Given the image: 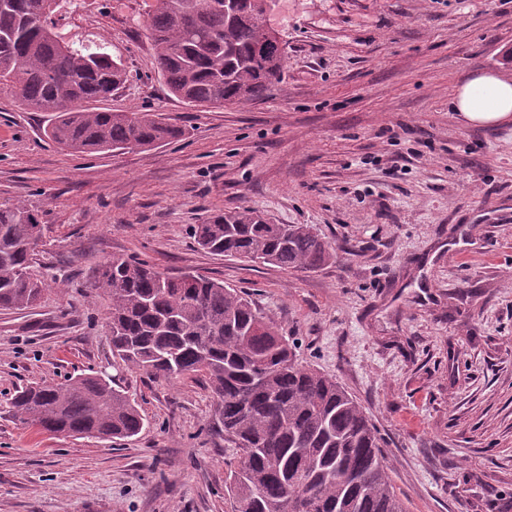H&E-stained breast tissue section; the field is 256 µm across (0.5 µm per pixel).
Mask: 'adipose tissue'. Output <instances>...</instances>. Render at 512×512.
Wrapping results in <instances>:
<instances>
[{
	"label": "adipose tissue",
	"instance_id": "1",
	"mask_svg": "<svg viewBox=\"0 0 512 512\" xmlns=\"http://www.w3.org/2000/svg\"><path fill=\"white\" fill-rule=\"evenodd\" d=\"M453 109L467 124L512 120V78L493 72L472 78L458 89Z\"/></svg>",
	"mask_w": 512,
	"mask_h": 512
}]
</instances>
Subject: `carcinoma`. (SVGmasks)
Returning <instances> with one entry per match:
<instances>
[{
	"instance_id": "carcinoma-1",
	"label": "carcinoma",
	"mask_w": 512,
	"mask_h": 512,
	"mask_svg": "<svg viewBox=\"0 0 512 512\" xmlns=\"http://www.w3.org/2000/svg\"><path fill=\"white\" fill-rule=\"evenodd\" d=\"M46 0H0V89L48 112L45 135L74 153L154 147L183 135L154 112L91 106L126 81L104 48L60 43ZM147 24L168 91L198 107L262 98L284 73L285 51L263 41L261 0L234 8L208 0H155ZM39 225L19 204H0V310L33 307L42 282L20 236ZM213 254L283 269H315L333 252L310 224H269L248 209L213 213L191 227ZM107 299L112 354L155 380H204L218 425L235 445L226 491L232 512H406L382 454V438L335 379L301 365L294 344L241 290L194 274L169 276L138 258L91 268ZM19 424L55 436L128 440L145 419L124 391L95 375L16 391Z\"/></svg>"
}]
</instances>
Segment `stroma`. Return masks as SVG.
Returning a JSON list of instances; mask_svg holds the SVG:
<instances>
[{"label":"stroma","instance_id":"obj_1","mask_svg":"<svg viewBox=\"0 0 512 512\" xmlns=\"http://www.w3.org/2000/svg\"><path fill=\"white\" fill-rule=\"evenodd\" d=\"M153 6L62 0L55 31L126 66L105 108L161 114L179 140L74 154L0 91V203L37 216L44 281L37 308L0 311V512H230L208 385L112 356L89 273L115 256L247 291L299 363L361 402L407 512H512V123L451 109L505 67L512 0H281V82L219 109L169 93ZM233 209L313 225L335 256L284 270L198 248L192 225ZM79 374L124 389L142 432L63 438L9 414L19 386Z\"/></svg>","mask_w":512,"mask_h":512}]
</instances>
